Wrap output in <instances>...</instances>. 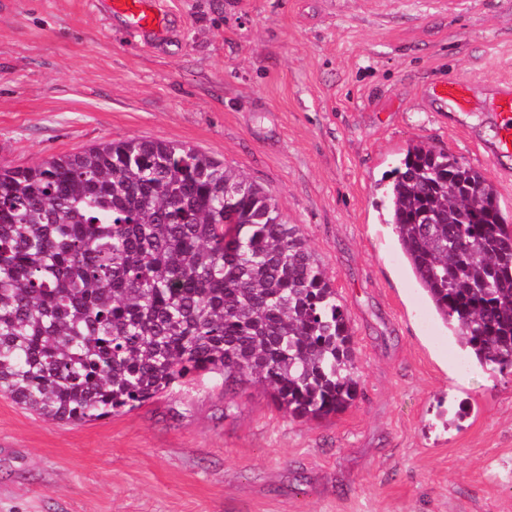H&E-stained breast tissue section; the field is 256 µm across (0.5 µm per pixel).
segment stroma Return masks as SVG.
Wrapping results in <instances>:
<instances>
[{
    "mask_svg": "<svg viewBox=\"0 0 512 512\" xmlns=\"http://www.w3.org/2000/svg\"><path fill=\"white\" fill-rule=\"evenodd\" d=\"M102 2L0 0V163L140 137L240 172L347 306L360 395L299 419L204 379L58 424L0 394V512H512V376L469 365L377 207L422 141L483 171L512 218V157L487 152L512 0H164L173 32L146 44ZM451 75L470 111L425 98Z\"/></svg>",
    "mask_w": 512,
    "mask_h": 512,
    "instance_id": "obj_1",
    "label": "stroma"
}]
</instances>
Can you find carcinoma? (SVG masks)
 Returning a JSON list of instances; mask_svg holds the SVG:
<instances>
[{
    "mask_svg": "<svg viewBox=\"0 0 512 512\" xmlns=\"http://www.w3.org/2000/svg\"><path fill=\"white\" fill-rule=\"evenodd\" d=\"M382 205L469 362L512 375V224L485 174L413 142ZM347 308L275 200L193 147L128 137L0 165V393L46 420L197 376L293 418L358 397Z\"/></svg>",
    "mask_w": 512,
    "mask_h": 512,
    "instance_id": "1",
    "label": "carcinoma"
}]
</instances>
